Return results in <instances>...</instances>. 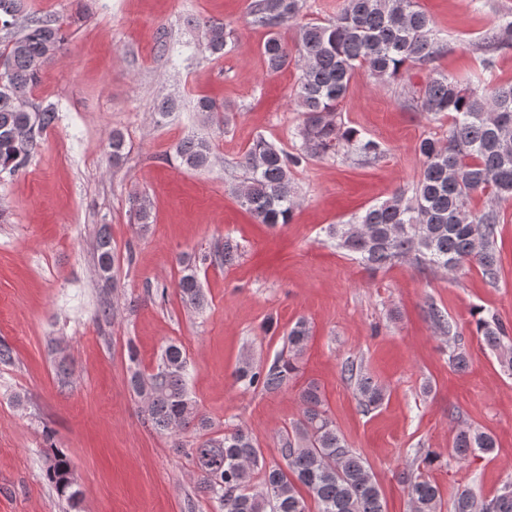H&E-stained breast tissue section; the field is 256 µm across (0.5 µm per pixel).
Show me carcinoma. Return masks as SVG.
<instances>
[{
  "label": "carcinoma",
  "instance_id": "obj_1",
  "mask_svg": "<svg viewBox=\"0 0 512 512\" xmlns=\"http://www.w3.org/2000/svg\"><path fill=\"white\" fill-rule=\"evenodd\" d=\"M304 0H250L252 23L271 30L261 48L267 70L278 72L296 65L300 81L295 99L302 121L296 128L298 151L289 153L259 136L240 158L244 181L236 193L259 224L275 228L290 222L299 204L292 178L303 162L340 150L365 160L383 154L380 144L342 123L339 106L355 70L365 66L377 84L386 85L409 64L428 66L440 52L434 23L417 9L415 0H343L336 17L298 26L293 45L278 30L298 20ZM22 0H0V56L8 72L0 73V175L24 172L42 133L56 120L55 108L36 104L32 93L49 62L64 49L65 33L57 20L31 14L18 25ZM209 56H224L234 41V29L222 22L198 20ZM512 43V17L501 19L487 36L496 47ZM488 83L483 91L462 86L436 73L411 97L423 112L446 115L448 138H425L418 145L420 170L411 196L397 191L366 209L347 224H334L329 235L340 248L373 267L408 259L416 267L453 275L466 263L478 267L489 284L501 273L495 252L500 209L512 204V81L501 82L486 59ZM197 111L216 124L224 123L217 102L201 97ZM212 147L204 139H188L175 148V157L187 169L210 165ZM487 198L474 209L475 193ZM97 271L114 277L119 259L106 226L96 237ZM240 256L238 243L226 236L216 240L201 260L179 259L177 282L185 306L200 309L205 296L199 264L210 260L232 266ZM428 315L440 332L452 339L455 325L434 304ZM476 334L493 349H503L504 364L512 371V343L505 344L507 328L494 316L474 312ZM307 321H297L286 333L282 350L265 366L246 354L236 370V381L247 389L276 393L299 371L298 362L309 339ZM341 375L355 389L365 410L385 399L386 389L362 369L347 362ZM187 359L181 346L170 343L150 372L134 369L130 385L142 400L149 421L161 433L178 436L192 424L207 426L187 387ZM299 417L281 435L278 448L284 465H266L251 433L236 426L206 437L194 449L202 489L220 506V512H387L386 501L371 467L337 429L320 389L310 384L299 396ZM454 457L465 462L495 448L493 437L473 427L457 430ZM263 474V486H253L254 474ZM45 474L76 509L80 492L71 482L70 460L60 451L46 457ZM410 512H444L440 488L423 476L409 481ZM449 512H512V490L501 488L491 498L471 490L455 494Z\"/></svg>",
  "mask_w": 512,
  "mask_h": 512
}]
</instances>
